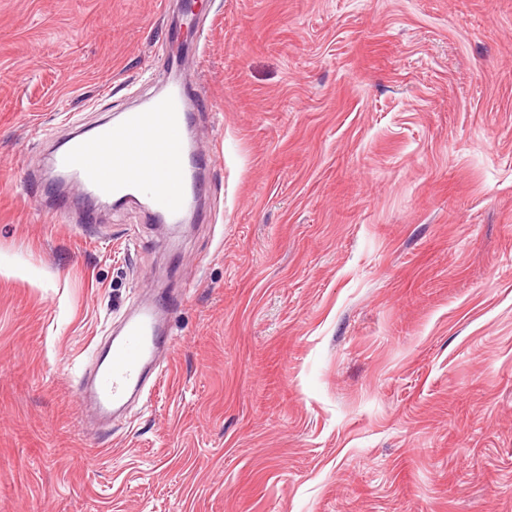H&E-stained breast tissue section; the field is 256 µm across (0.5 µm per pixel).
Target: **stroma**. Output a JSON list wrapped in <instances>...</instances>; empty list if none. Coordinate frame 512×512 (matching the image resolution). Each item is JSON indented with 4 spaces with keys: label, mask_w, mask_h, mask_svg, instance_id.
Returning a JSON list of instances; mask_svg holds the SVG:
<instances>
[{
    "label": "stroma",
    "mask_w": 512,
    "mask_h": 512,
    "mask_svg": "<svg viewBox=\"0 0 512 512\" xmlns=\"http://www.w3.org/2000/svg\"><path fill=\"white\" fill-rule=\"evenodd\" d=\"M0 0V512H512V0ZM192 222L49 158L169 52ZM167 373L82 416L129 307Z\"/></svg>",
    "instance_id": "1"
}]
</instances>
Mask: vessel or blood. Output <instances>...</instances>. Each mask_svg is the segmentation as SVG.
<instances>
[{
  "label": "vessel or blood",
  "mask_w": 512,
  "mask_h": 512,
  "mask_svg": "<svg viewBox=\"0 0 512 512\" xmlns=\"http://www.w3.org/2000/svg\"><path fill=\"white\" fill-rule=\"evenodd\" d=\"M187 100L185 84L168 81L163 93L140 99L116 122L100 124L87 136L75 135L55 151L50 167L78 185L87 223H95L102 200L141 198L163 222H182L201 192L200 168L211 162L196 156L187 140ZM162 313L159 304L144 303L126 315L78 391L81 406L110 415L141 396L157 351L169 344Z\"/></svg>",
  "instance_id": "b4317fda"
}]
</instances>
